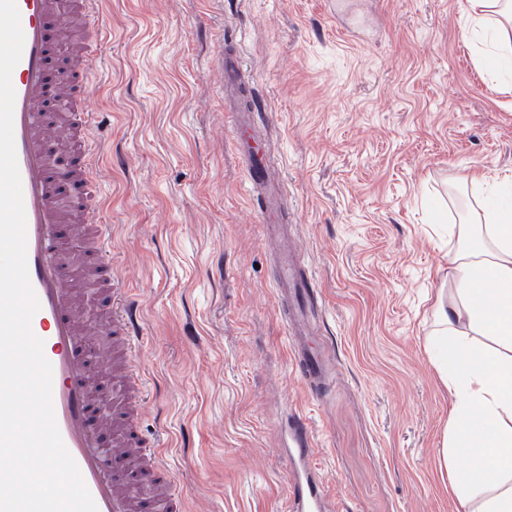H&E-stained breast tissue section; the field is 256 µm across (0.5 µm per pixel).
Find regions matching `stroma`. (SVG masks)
Listing matches in <instances>:
<instances>
[{
    "label": "stroma",
    "instance_id": "obj_1",
    "mask_svg": "<svg viewBox=\"0 0 512 512\" xmlns=\"http://www.w3.org/2000/svg\"><path fill=\"white\" fill-rule=\"evenodd\" d=\"M104 0L100 203L143 339L138 423L164 432L183 512H287L306 415L328 512H455L437 452L451 397L425 349L463 173L512 176V90L467 0ZM274 145L283 221L315 284L294 375L274 247L224 110L216 50Z\"/></svg>",
    "mask_w": 512,
    "mask_h": 512
}]
</instances>
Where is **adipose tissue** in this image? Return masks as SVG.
<instances>
[{"label": "adipose tissue", "mask_w": 512, "mask_h": 512, "mask_svg": "<svg viewBox=\"0 0 512 512\" xmlns=\"http://www.w3.org/2000/svg\"><path fill=\"white\" fill-rule=\"evenodd\" d=\"M472 32H492L493 71L512 59V0H468ZM448 293L427 349L452 398L441 456L462 512H512V207L448 227Z\"/></svg>", "instance_id": "1"}]
</instances>
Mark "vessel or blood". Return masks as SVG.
<instances>
[{"label": "vessel or blood", "mask_w": 512, "mask_h": 512, "mask_svg": "<svg viewBox=\"0 0 512 512\" xmlns=\"http://www.w3.org/2000/svg\"><path fill=\"white\" fill-rule=\"evenodd\" d=\"M101 4L102 0H16L25 41L21 60L11 75L15 90L14 142L26 216L27 269L40 303L31 329L42 340L44 355L52 366V403L59 433L97 512H137V492L145 485L156 493L154 512H180V497L159 463L165 442L157 435H143L135 421L143 395L131 376L123 378L125 401L116 420L118 448L110 452L102 443L92 417V398L103 371L83 356L88 324L57 256L60 228L68 223L64 213L67 200L61 187L68 184L82 195L83 206L77 223L72 225L93 248L91 262L107 318V334L122 355L134 354L140 328L134 305L113 279L112 263L107 258L112 227L101 219L92 167L99 155L97 115L86 105V84L89 75L98 69L97 49L103 37L98 24ZM70 10L84 21L85 43L77 69L55 73L51 70L52 32L59 16ZM53 83L66 108L59 119L68 125L72 142V163L61 179L54 178L48 165L52 133L46 114L51 106L48 88ZM234 134L242 148L250 189L260 197V221L269 236L280 242L275 292L279 299L288 300L294 313L295 325L288 330L291 365L300 378L307 380L317 374L318 363L301 350L297 327L305 322L304 304L314 284L299 271V255L289 246L287 235L280 232L279 216L286 199L272 177L273 160L268 150L250 148L261 138L252 113H238ZM288 437L289 512H324L321 483L313 469L315 441L304 414L292 415Z\"/></svg>", "instance_id": "obj_1"}]
</instances>
